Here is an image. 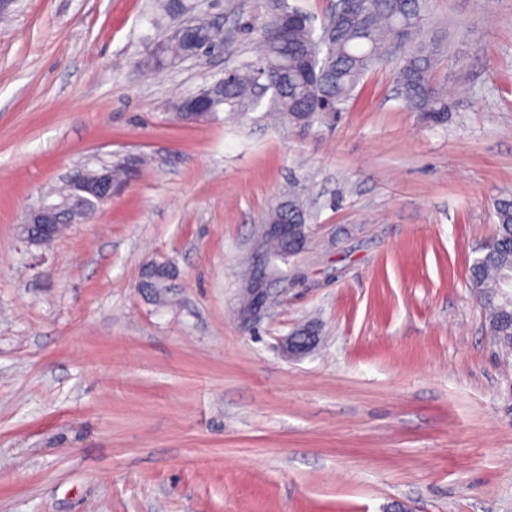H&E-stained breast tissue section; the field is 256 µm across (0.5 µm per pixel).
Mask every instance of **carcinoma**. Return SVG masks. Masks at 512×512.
<instances>
[{
  "mask_svg": "<svg viewBox=\"0 0 512 512\" xmlns=\"http://www.w3.org/2000/svg\"><path fill=\"white\" fill-rule=\"evenodd\" d=\"M332 11L355 19V23L328 35L315 25L309 12L283 7L272 15L257 14L248 24L260 49L254 60H244L233 68L230 79L215 82L210 108L196 112L189 98L175 106L176 118L192 123L215 117L224 110L245 114L257 109L264 98L260 87L271 91L268 111L277 112L294 127L310 128L329 124L354 105L359 87L380 66L387 49L410 46L396 73V90L405 107L425 112L438 122L448 118L451 105L440 87L442 64L440 43L425 38L430 23L427 0H336ZM211 23L198 19L181 38L169 41L143 61L154 69L164 62L199 53L215 44ZM494 237L482 245L470 267V283L488 312L489 330L496 343L512 351V294L505 291L503 273L512 271V195L495 200L492 207ZM309 215L301 194L288 193L264 218L266 224H297L307 228ZM300 253L293 242L270 237L265 244L264 268L275 277L278 262ZM140 287L159 304L171 301L173 278L168 270L154 271Z\"/></svg>",
  "mask_w": 512,
  "mask_h": 512,
  "instance_id": "obj_1",
  "label": "carcinoma"
}]
</instances>
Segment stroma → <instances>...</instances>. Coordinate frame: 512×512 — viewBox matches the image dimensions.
<instances>
[{"label": "stroma", "instance_id": "stroma-1", "mask_svg": "<svg viewBox=\"0 0 512 512\" xmlns=\"http://www.w3.org/2000/svg\"><path fill=\"white\" fill-rule=\"evenodd\" d=\"M15 0L0 19V512H512V353L469 267L512 193V0H430L442 123L394 63L331 126L173 106L256 57L252 0ZM206 14L224 53L143 74ZM122 165L89 223L28 245L24 213ZM307 189L308 244L238 317L266 213ZM154 261L174 303L139 286ZM318 343L286 356L305 324ZM89 176H92L91 178L96 189V195L92 200L97 204V212L99 208L102 209L105 204L110 202L112 200V196L119 191L112 183V178L115 183L122 184L126 180V171L119 165L112 166V175L110 166H103L94 172L79 169L74 171L72 174H69L66 177L65 182H83L87 180ZM275 279L270 278L264 269L253 271L252 278L243 284L242 294L245 296L248 307L239 315L245 325L254 323L263 318L271 305V290Z\"/></svg>", "mask_w": 512, "mask_h": 512}]
</instances>
